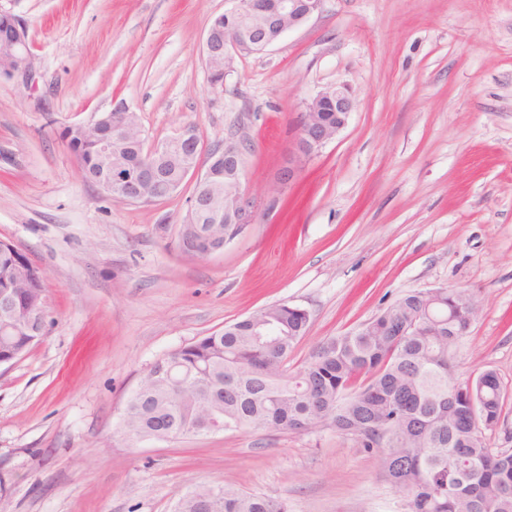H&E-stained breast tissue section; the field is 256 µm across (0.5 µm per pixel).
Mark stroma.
<instances>
[{"label":"stroma","instance_id":"35a3bbf8","mask_svg":"<svg viewBox=\"0 0 512 512\" xmlns=\"http://www.w3.org/2000/svg\"><path fill=\"white\" fill-rule=\"evenodd\" d=\"M24 19L29 76L0 78V239L47 274L44 338L0 367V512H174L204 483L289 512H409L378 453L326 430L135 444L115 429L154 362L254 311L306 309L289 364L407 292L461 288L480 311L456 379L507 388L512 448V0H323L212 85L202 57L224 0H0ZM347 85L345 127L278 174L307 103ZM149 144L191 124L235 145L257 217L223 251L180 253L196 180L153 204L86 183L63 128L118 105Z\"/></svg>","mask_w":512,"mask_h":512}]
</instances>
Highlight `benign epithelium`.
I'll use <instances>...</instances> for the list:
<instances>
[{
	"mask_svg": "<svg viewBox=\"0 0 512 512\" xmlns=\"http://www.w3.org/2000/svg\"><path fill=\"white\" fill-rule=\"evenodd\" d=\"M323 0H278L276 9H267L264 0H225L224 13L212 18L203 45L204 64L209 78L224 76L236 57L244 53H262L268 50L290 29L300 25L318 11ZM11 27L8 37H0V76L12 78L27 74L33 65V56L25 24L14 13L0 8V24ZM353 109V98L346 86L324 92L308 104L310 112L336 113V130L345 127ZM128 107H118L103 113L87 123L66 126L65 141H80L90 135L100 125L111 129L113 136L97 142L98 166L100 172L90 174L87 181L94 184L99 193L111 198L116 194L124 197L127 203L151 204L161 200L160 192L150 197L142 195L140 183L153 179L149 169H143L135 179H122L112 176V143L120 141L124 127L119 121L120 113L128 112ZM334 138V134L303 123L298 132L296 149L288 159V165L281 172V181L291 182L302 171L305 164L319 150ZM180 145L190 149L192 156L200 158V139L194 126L181 127L171 136ZM256 205L236 185L233 206L224 209V220L228 224L241 227L254 222ZM0 307L5 317L0 323V337L7 338L17 330L18 324L26 326L35 335L45 336L46 321L49 316L50 298L48 292L42 294V304L35 311L26 312L20 317L12 313V297L9 292L0 293Z\"/></svg>",
	"mask_w": 512,
	"mask_h": 512,
	"instance_id": "obj_1",
	"label": "benign epithelium"
}]
</instances>
